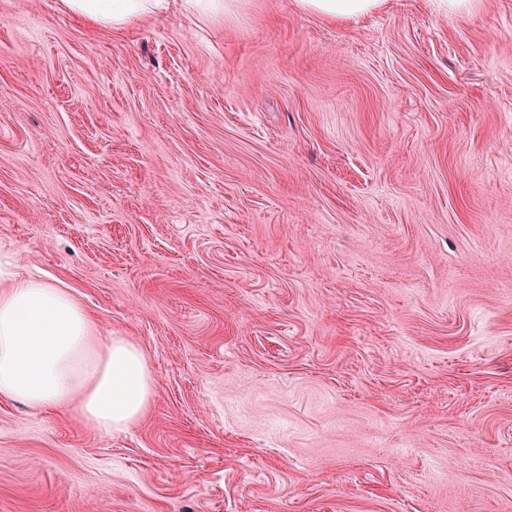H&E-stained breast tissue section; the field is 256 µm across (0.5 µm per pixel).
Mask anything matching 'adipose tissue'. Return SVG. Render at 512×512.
I'll use <instances>...</instances> for the list:
<instances>
[{
  "label": "adipose tissue",
  "mask_w": 512,
  "mask_h": 512,
  "mask_svg": "<svg viewBox=\"0 0 512 512\" xmlns=\"http://www.w3.org/2000/svg\"><path fill=\"white\" fill-rule=\"evenodd\" d=\"M387 0H294L330 22L358 23ZM98 26L126 28L148 14L224 12V0H62ZM155 378L143 349L102 335L66 289L19 275L13 252H0V399L40 410L76 408L100 433L128 431L149 413Z\"/></svg>",
  "instance_id": "obj_1"
}]
</instances>
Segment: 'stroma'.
<instances>
[{
    "label": "stroma",
    "mask_w": 512,
    "mask_h": 512,
    "mask_svg": "<svg viewBox=\"0 0 512 512\" xmlns=\"http://www.w3.org/2000/svg\"><path fill=\"white\" fill-rule=\"evenodd\" d=\"M0 248L155 377L0 400V512H512V0H0ZM231 0H225V2ZM223 0H62L63 6L76 16L98 26L126 28L145 14L181 11L191 14L225 12ZM387 0H294L297 9L329 22L359 23L386 6Z\"/></svg>",
    "instance_id": "35a3bbf8"
}]
</instances>
